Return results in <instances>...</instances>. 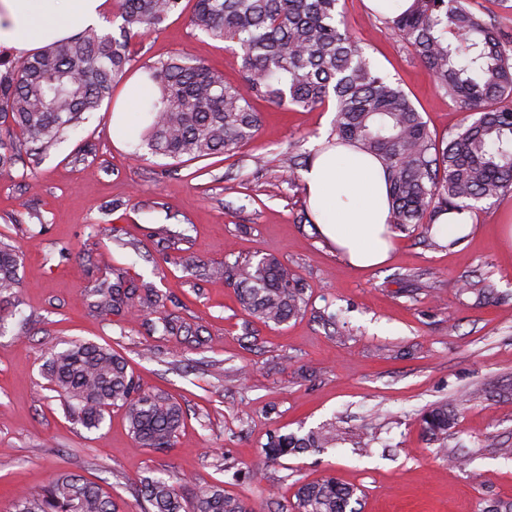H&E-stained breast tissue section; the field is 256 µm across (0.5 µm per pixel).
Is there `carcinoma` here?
I'll return each instance as SVG.
<instances>
[{
  "mask_svg": "<svg viewBox=\"0 0 512 512\" xmlns=\"http://www.w3.org/2000/svg\"><path fill=\"white\" fill-rule=\"evenodd\" d=\"M119 35L90 27L31 58L0 53V172L34 173L43 159L80 126L85 114L112 99L132 62L131 41L160 27L181 0H118ZM340 0H196L190 25L224 42L241 60L243 83L230 84L201 62L174 57L144 66L157 89L147 109L142 144L173 161L227 154L252 141L260 126L254 101L315 109L335 102L331 136L376 156L387 175L390 228L419 226L430 237L442 214L473 213L478 204L512 193V32L494 12L472 0H412L383 24L412 49L436 88L468 111L446 137L431 132L401 85L378 73L365 48L348 33ZM17 247L0 240V297L19 287ZM213 273L233 282L248 316L280 325L303 313V288L273 255L237 260ZM97 317L136 311L156 316L150 330L203 343L204 328L163 311L152 284H136L122 268L84 289ZM46 376L68 416L97 430L112 409L124 412L131 436L165 452L181 426L180 404L166 392L141 387L125 359L109 347L71 341L51 350ZM456 413L446 405L420 418L428 440L444 444ZM331 425L302 437L276 436L266 454L325 448ZM138 496L145 512H257L211 485L185 498L171 478L145 477ZM293 512H355L357 488L328 475L301 484ZM15 512H119L104 489L63 473Z\"/></svg>",
  "mask_w": 512,
  "mask_h": 512,
  "instance_id": "carcinoma-1",
  "label": "carcinoma"
}]
</instances>
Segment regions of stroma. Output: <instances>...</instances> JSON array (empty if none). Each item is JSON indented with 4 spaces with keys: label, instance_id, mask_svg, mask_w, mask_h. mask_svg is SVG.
Here are the masks:
<instances>
[{
    "label": "stroma",
    "instance_id": "stroma-1",
    "mask_svg": "<svg viewBox=\"0 0 512 512\" xmlns=\"http://www.w3.org/2000/svg\"><path fill=\"white\" fill-rule=\"evenodd\" d=\"M341 6L350 34L431 131L454 132L464 112L406 43L365 0ZM193 8L182 0L180 13L133 40L132 74L182 56L241 81L239 58L190 26ZM256 109L248 145L179 163L133 159L136 143H115L102 109L35 175L0 173V240L22 252L16 314L0 329V512L60 473L101 485L121 512H141L135 489L150 474L184 478L187 497L223 484L258 512H281L299 484L329 474L358 488V512H512V456L502 454L512 449V193L475 212L458 245L410 229L394 234L386 264L356 269L301 223L304 184L288 173L289 153L329 135L333 108ZM168 231L183 233L197 269L163 262L157 242ZM266 255L305 289V313L279 326L249 317L233 284L211 274ZM115 267L153 283L166 312L204 327L205 344L149 333L134 313L90 315L82 289ZM75 340L111 346L143 388L178 400L173 448L141 447L117 409L97 430L69 418L44 364ZM441 403L461 411L440 449L419 418ZM330 422L341 431L333 447L266 460L274 436ZM257 466L259 483L246 476Z\"/></svg>",
    "mask_w": 512,
    "mask_h": 512
}]
</instances>
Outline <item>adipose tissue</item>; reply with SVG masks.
Listing matches in <instances>:
<instances>
[{
    "label": "adipose tissue",
    "mask_w": 512,
    "mask_h": 512,
    "mask_svg": "<svg viewBox=\"0 0 512 512\" xmlns=\"http://www.w3.org/2000/svg\"><path fill=\"white\" fill-rule=\"evenodd\" d=\"M107 0H0V44L25 57L75 32L104 24ZM141 77L129 78L113 105L112 134L131 138L130 112L152 98ZM307 202L317 229L347 263L371 268L387 262L392 248L388 227V185L378 158L342 146L328 148L303 170Z\"/></svg>",
    "instance_id": "obj_1"
}]
</instances>
